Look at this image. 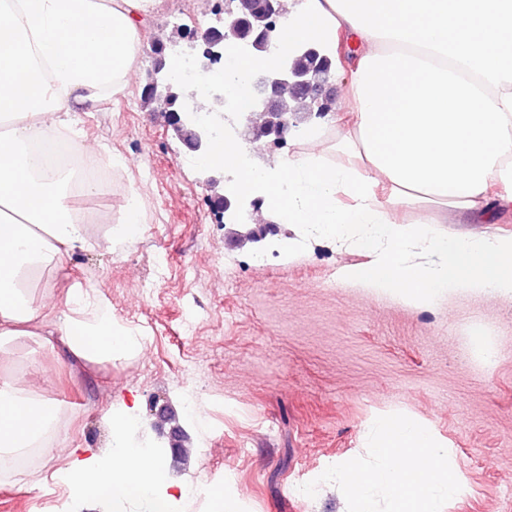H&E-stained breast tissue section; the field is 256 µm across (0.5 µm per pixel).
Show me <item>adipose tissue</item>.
<instances>
[{"mask_svg":"<svg viewBox=\"0 0 512 512\" xmlns=\"http://www.w3.org/2000/svg\"><path fill=\"white\" fill-rule=\"evenodd\" d=\"M158 0H0V356L11 344L32 338L61 350L74 362L124 360L142 350L133 328L112 318L111 308L92 284L66 285L57 303L42 301L45 274H65L72 255L98 248L107 252L133 244L143 222L138 205L124 208L116 226L94 233L77 203L97 193L96 184L79 195L59 191L53 173L34 177L30 143L54 140L72 128L73 116L121 90L135 70L145 24ZM287 47L321 43L348 74L345 95L325 122L337 129L335 149L342 163L323 156L311 137L307 154L259 168L251 149L233 137L215 142L212 161L223 164L245 197H263L295 235L270 247L294 253L297 241H330L357 249L365 263L344 267L342 279L400 298L412 307L459 291L512 299V235L448 238L439 224H486L512 211V151L498 158L487 188L473 196L426 194L393 182L366 156L360 140V103L355 80L365 56L411 51V44L376 38L354 29L328 0H306L289 13L282 29ZM418 210L415 222L400 214ZM64 417L62 405L33 387L0 381V458L16 459L30 449L52 453V437ZM110 450L67 451V482L79 496L111 502L116 512L137 500L141 512H179L188 495L134 438L142 426L137 402H110L104 413ZM367 438L375 466L340 462L337 489L355 512H442L456 497L462 474L430 431L408 417L372 422Z\"/></svg>","mask_w":512,"mask_h":512,"instance_id":"adipose-tissue-1","label":"adipose tissue"}]
</instances>
